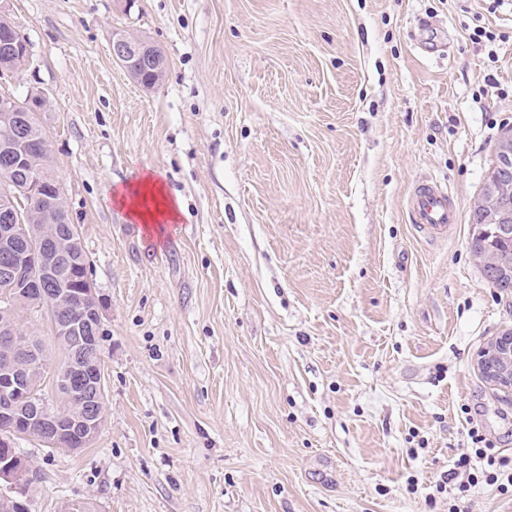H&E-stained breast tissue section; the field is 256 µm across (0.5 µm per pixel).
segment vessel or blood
Masks as SVG:
<instances>
[{"mask_svg": "<svg viewBox=\"0 0 512 512\" xmlns=\"http://www.w3.org/2000/svg\"><path fill=\"white\" fill-rule=\"evenodd\" d=\"M407 209L412 224L431 239L445 237L458 221V212L448 187L440 182L425 180L410 194Z\"/></svg>", "mask_w": 512, "mask_h": 512, "instance_id": "b4317fda", "label": "vessel or blood"}]
</instances>
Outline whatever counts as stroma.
<instances>
[{"label":"stroma","mask_w":512,"mask_h":512,"mask_svg":"<svg viewBox=\"0 0 512 512\" xmlns=\"http://www.w3.org/2000/svg\"><path fill=\"white\" fill-rule=\"evenodd\" d=\"M102 303L105 422L34 440L32 512H448L478 426L512 456V389L476 366L512 294L469 247L512 125V6L494 0H0ZM427 19L439 49L415 37ZM494 41L474 38V29ZM164 53L154 88L113 33ZM154 175L156 231L114 194ZM451 189L421 237L407 199ZM407 209L412 224L430 239L443 238L458 222V212L448 187L425 180L409 195Z\"/></svg>","instance_id":"stroma-1"}]
</instances>
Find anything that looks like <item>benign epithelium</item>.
I'll return each mask as SVG.
<instances>
[{
	"mask_svg": "<svg viewBox=\"0 0 512 512\" xmlns=\"http://www.w3.org/2000/svg\"><path fill=\"white\" fill-rule=\"evenodd\" d=\"M112 59L132 76L134 64L144 61L153 66L156 84L165 65L160 49L142 38L112 35ZM0 152L27 164L24 184L5 179L0 184V279L15 289L12 301L0 308V494L6 507L27 512V460L15 451L14 440L26 437L22 425L40 426L39 442L59 448L65 441L78 448L89 447L104 425L105 370L99 350L103 335L101 303L93 288L79 295L78 318H67L57 325V343L65 350L64 363L50 365L43 352L34 347L19 329L14 305L41 312L54 301L50 286L67 283L73 248L79 243L78 228L70 222L65 191L56 183V193L46 199V210L54 223L29 219L18 224L15 199L41 192L43 173L51 162L49 149L32 151L19 138L0 140ZM512 179V128H506L496 144L491 175L476 199L483 223L494 224L499 235L512 234V190L505 187ZM477 367L496 385L512 386V332L505 331L478 355ZM80 400L82 410L64 420L58 401Z\"/></svg>",
	"mask_w": 512,
	"mask_h": 512,
	"instance_id": "benign-epithelium-1",
	"label": "benign epithelium"
}]
</instances>
